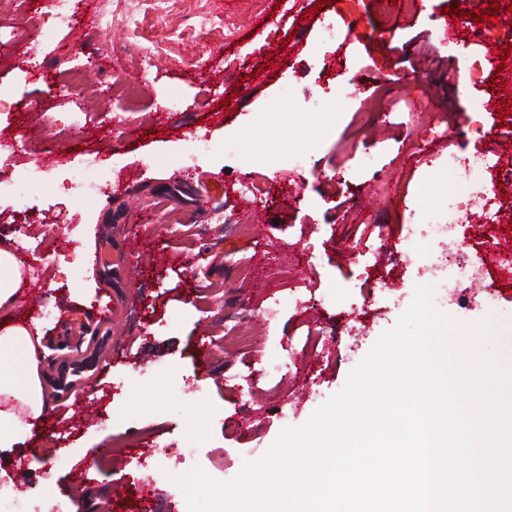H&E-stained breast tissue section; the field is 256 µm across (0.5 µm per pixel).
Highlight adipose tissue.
Wrapping results in <instances>:
<instances>
[{"mask_svg": "<svg viewBox=\"0 0 512 512\" xmlns=\"http://www.w3.org/2000/svg\"><path fill=\"white\" fill-rule=\"evenodd\" d=\"M30 283L12 246L0 242V450L24 443L50 410L39 374L42 334L15 314Z\"/></svg>", "mask_w": 512, "mask_h": 512, "instance_id": "ef3b65f1", "label": "adipose tissue"}]
</instances>
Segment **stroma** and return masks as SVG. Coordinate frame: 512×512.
I'll use <instances>...</instances> for the list:
<instances>
[{
    "mask_svg": "<svg viewBox=\"0 0 512 512\" xmlns=\"http://www.w3.org/2000/svg\"><path fill=\"white\" fill-rule=\"evenodd\" d=\"M86 27L48 32L49 0L0 10V30L22 32L37 57L0 61V136L27 132L26 151L0 162L14 182L0 198V240L34 257L39 298L20 313L42 322L44 343H81L85 325L110 319L96 371L73 396L51 398L45 433L0 452V486L12 484L27 512H140L133 477L151 470L159 512H188L178 479L194 467L226 483L263 457L281 431L299 426L345 385L379 337L410 307L436 244L423 224L464 210L449 152L492 159L483 177L509 195L497 224L460 226L463 256L495 285L490 305L463 284L436 289L432 305L455 326L495 314L497 347L512 359V277L494 260L512 225V181L504 155L512 130L495 109L512 102V0L500 25L483 27L476 53L505 48L502 71L448 82L464 64L461 36L444 11L457 0H402L383 13L376 0H188L157 12L144 0L128 17L122 0H76ZM344 38L323 50L324 17ZM154 64L141 65L144 49ZM91 51L94 94L48 96ZM422 73L423 83L389 75ZM352 77L357 93L331 107L323 87ZM506 90L491 87L492 78ZM176 95L170 112L168 95ZM489 103L473 131L465 111ZM213 150L179 162L199 134ZM102 143L108 193L96 204L38 193L22 180L50 150L58 179L81 165V146ZM273 188L258 212L243 208L245 185ZM417 258L404 259L409 249ZM137 265L135 284L108 260ZM283 306L274 321L265 309ZM244 327L243 350L227 332ZM287 362L286 370L272 365ZM192 443V454L174 451Z\"/></svg>",
    "mask_w": 512,
    "mask_h": 512,
    "instance_id": "stroma-1",
    "label": "stroma"
}]
</instances>
